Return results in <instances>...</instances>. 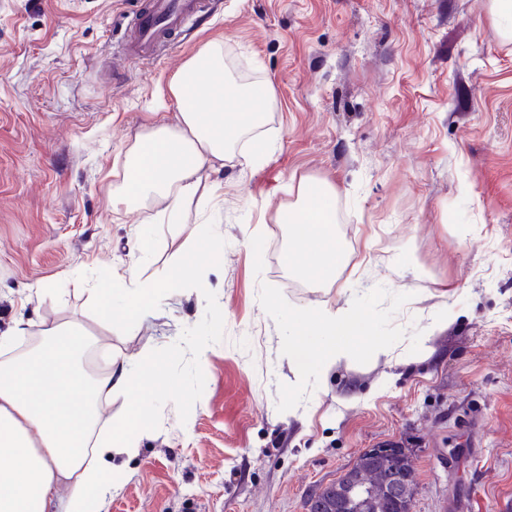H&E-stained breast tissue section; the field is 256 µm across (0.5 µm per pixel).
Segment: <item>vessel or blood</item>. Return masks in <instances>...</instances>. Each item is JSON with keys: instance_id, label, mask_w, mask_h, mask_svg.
Wrapping results in <instances>:
<instances>
[{"instance_id": "obj_1", "label": "vessel or blood", "mask_w": 512, "mask_h": 512, "mask_svg": "<svg viewBox=\"0 0 512 512\" xmlns=\"http://www.w3.org/2000/svg\"><path fill=\"white\" fill-rule=\"evenodd\" d=\"M208 7V0H137L126 27L125 54L142 61L162 56L187 21Z\"/></svg>"}]
</instances>
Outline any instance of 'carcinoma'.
<instances>
[{
  "label": "carcinoma",
  "mask_w": 512,
  "mask_h": 512,
  "mask_svg": "<svg viewBox=\"0 0 512 512\" xmlns=\"http://www.w3.org/2000/svg\"><path fill=\"white\" fill-rule=\"evenodd\" d=\"M416 459L413 448L395 456L364 450L342 476L310 496L309 512H398L390 486L397 483L400 492L415 494Z\"/></svg>",
  "instance_id": "obj_1"
}]
</instances>
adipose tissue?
Here are the masks:
<instances>
[{
  "mask_svg": "<svg viewBox=\"0 0 512 512\" xmlns=\"http://www.w3.org/2000/svg\"><path fill=\"white\" fill-rule=\"evenodd\" d=\"M169 92L176 122L151 126L137 138L130 167L112 190L113 212L135 199H157L169 219H178L198 192L202 170L263 126L274 98L269 82L242 85L225 70L220 42L190 56ZM242 103L247 111H239ZM282 221L295 231L284 253L289 271L331 279L343 260L332 188L302 186ZM40 334L41 343L21 357L13 353L16 334L0 335V512H99L120 477L116 458L140 452L157 362L115 360L106 376L90 383L77 369V355L95 339L80 322L45 326ZM369 334L366 317L352 305L295 313L288 317V360L300 374L317 364L328 368L355 357L366 340L375 355L386 354ZM115 393L126 396L127 411L110 430L96 432L100 400Z\"/></svg>",
  "mask_w": 512,
  "mask_h": 512,
  "instance_id": "ef3b65f1",
  "label": "adipose tissue"
}]
</instances>
